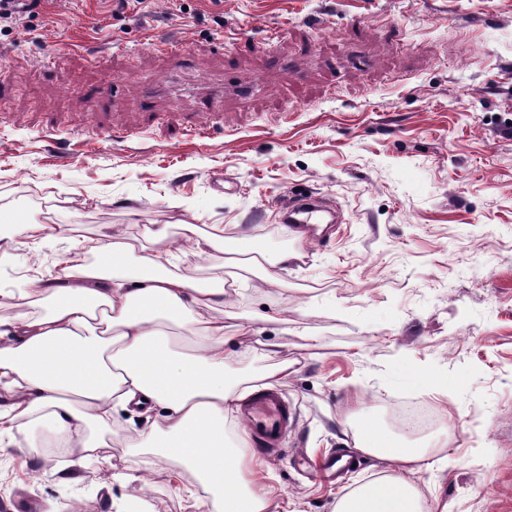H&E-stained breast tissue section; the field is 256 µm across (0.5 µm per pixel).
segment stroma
Wrapping results in <instances>:
<instances>
[{"mask_svg": "<svg viewBox=\"0 0 512 512\" xmlns=\"http://www.w3.org/2000/svg\"><path fill=\"white\" fill-rule=\"evenodd\" d=\"M194 121L217 129L191 140ZM302 194L339 222L296 237L280 208ZM0 214L18 294L114 235L161 234L168 270L234 278L228 366L290 364L293 425L260 464L294 512L381 476L356 448L366 416L394 446L446 443L419 485L448 512H512V0H42L0 20ZM187 224L295 257L264 287ZM259 338L274 354L243 357ZM407 401L431 407L428 434L390 421ZM162 421L114 408L86 454L41 451V421L0 433V512H197L187 465L123 440ZM328 452L350 461L333 483L297 464Z\"/></svg>", "mask_w": 512, "mask_h": 512, "instance_id": "obj_1", "label": "stroma"}]
</instances>
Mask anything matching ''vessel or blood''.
<instances>
[{
    "mask_svg": "<svg viewBox=\"0 0 512 512\" xmlns=\"http://www.w3.org/2000/svg\"><path fill=\"white\" fill-rule=\"evenodd\" d=\"M281 221L292 225L318 224L322 218L318 205L302 198L282 211ZM241 410L255 445L265 454H275L293 423V411L283 393L275 388L262 389L247 397Z\"/></svg>",
    "mask_w": 512,
    "mask_h": 512,
    "instance_id": "obj_1",
    "label": "vessel or blood"
}]
</instances>
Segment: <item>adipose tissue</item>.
<instances>
[{
	"mask_svg": "<svg viewBox=\"0 0 512 512\" xmlns=\"http://www.w3.org/2000/svg\"><path fill=\"white\" fill-rule=\"evenodd\" d=\"M134 252L118 239L104 243L94 263L66 266L62 285L33 289L42 311L0 316V397L10 401L0 422L21 431L43 413L75 443L92 427L107 426L114 405L159 407L164 424L153 434L224 512H288L275 486L260 482L245 428L236 438L227 434L232 401L248 377L230 374L225 362L223 281L168 271L164 247L144 256L145 273L132 277L126 269ZM240 255L271 286L279 283L275 267L292 257L244 242L224 261ZM357 447L386 468L343 495L334 512H441L438 497L416 483L441 444L391 448L366 420Z\"/></svg>",
	"mask_w": 512,
	"mask_h": 512,
	"instance_id": "ef3b65f1",
	"label": "adipose tissue"
}]
</instances>
